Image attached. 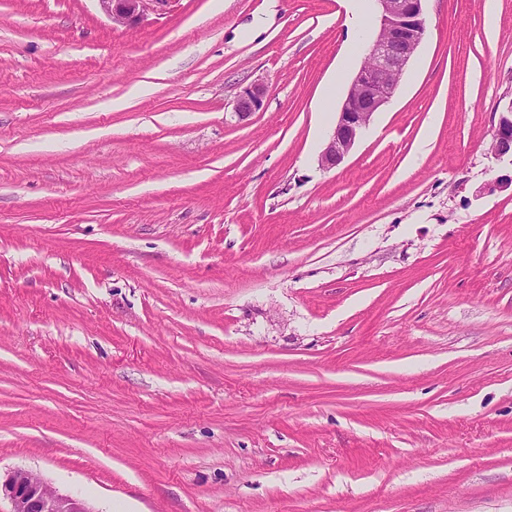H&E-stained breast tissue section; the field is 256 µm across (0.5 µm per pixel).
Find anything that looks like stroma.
Masks as SVG:
<instances>
[{
    "label": "stroma",
    "instance_id": "35a3bbf8",
    "mask_svg": "<svg viewBox=\"0 0 512 512\" xmlns=\"http://www.w3.org/2000/svg\"><path fill=\"white\" fill-rule=\"evenodd\" d=\"M350 4L0 0L1 474L94 512H512V0H425L325 170ZM101 12L112 25L131 27L141 21L152 6L164 5L169 0H96ZM266 93L267 87L263 82H257L245 88L234 101L233 110L236 116L243 120L259 111ZM490 149L495 156L510 154L512 157V101L501 112Z\"/></svg>",
    "mask_w": 512,
    "mask_h": 512
}]
</instances>
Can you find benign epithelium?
<instances>
[{
	"instance_id": "obj_1",
	"label": "benign epithelium",
	"mask_w": 512,
	"mask_h": 512,
	"mask_svg": "<svg viewBox=\"0 0 512 512\" xmlns=\"http://www.w3.org/2000/svg\"><path fill=\"white\" fill-rule=\"evenodd\" d=\"M101 12L115 26L131 27L146 12L169 0H97ZM425 0H374L376 34L366 48L364 63L352 77L338 119L318 163L325 170L339 166L349 155L372 116L394 97L413 56L426 36ZM267 87L257 82L240 92L233 110L243 120L260 110ZM491 152L512 155V101L501 113ZM0 496L11 512H94L81 498L60 494L37 474L16 469L0 481Z\"/></svg>"
}]
</instances>
